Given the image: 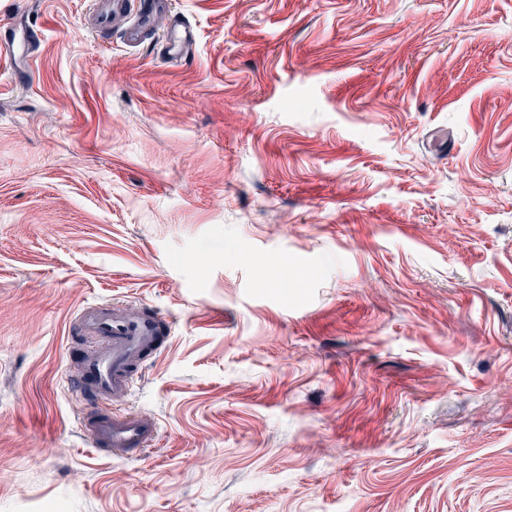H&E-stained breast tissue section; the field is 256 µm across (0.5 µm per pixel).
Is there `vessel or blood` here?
<instances>
[{"mask_svg": "<svg viewBox=\"0 0 512 512\" xmlns=\"http://www.w3.org/2000/svg\"><path fill=\"white\" fill-rule=\"evenodd\" d=\"M75 322L87 343L79 378L93 388L100 402L85 420V431L95 446L111 449L113 457L142 452L158 432L156 422L114 414L104 404L128 394L137 366L158 351L169 320L141 309L91 304L78 311Z\"/></svg>", "mask_w": 512, "mask_h": 512, "instance_id": "vessel-or-blood-1", "label": "vessel or blood"}]
</instances>
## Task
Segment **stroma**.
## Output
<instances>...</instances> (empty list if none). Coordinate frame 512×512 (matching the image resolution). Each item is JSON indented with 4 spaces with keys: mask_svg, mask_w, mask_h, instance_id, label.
Listing matches in <instances>:
<instances>
[{
    "mask_svg": "<svg viewBox=\"0 0 512 512\" xmlns=\"http://www.w3.org/2000/svg\"><path fill=\"white\" fill-rule=\"evenodd\" d=\"M126 2L0 0V512H512V0ZM74 321L87 343L78 379L87 382L99 400L84 422L85 431L98 449L110 448L113 457L141 453L157 435V423L143 416L117 415L102 405L128 394L137 366L158 351L170 321L142 308L126 311L106 304L82 307Z\"/></svg>",
    "mask_w": 512,
    "mask_h": 512,
    "instance_id": "obj_1",
    "label": "stroma"
}]
</instances>
